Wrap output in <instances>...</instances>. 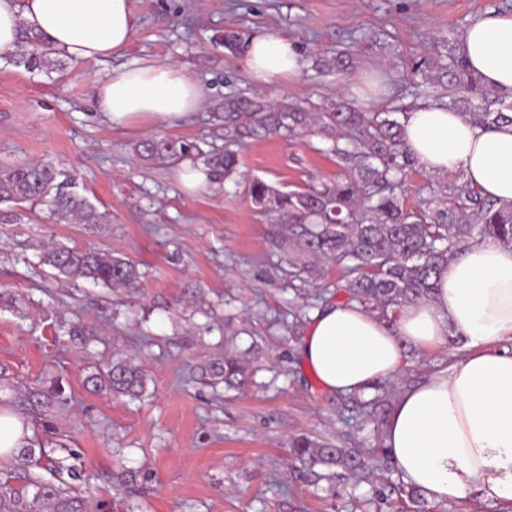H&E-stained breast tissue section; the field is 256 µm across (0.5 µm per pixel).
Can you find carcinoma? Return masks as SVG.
Listing matches in <instances>:
<instances>
[{
	"mask_svg": "<svg viewBox=\"0 0 512 512\" xmlns=\"http://www.w3.org/2000/svg\"><path fill=\"white\" fill-rule=\"evenodd\" d=\"M243 30L224 31L220 41L230 52L244 47ZM21 52L13 63L28 71L61 66L46 38L21 30ZM349 56L338 53L316 63L321 71L345 73ZM415 87L421 93L434 88L448 90V108L473 122L492 127L512 124V97L487 87L459 51V40H449L445 53L415 68ZM222 150L203 151L194 142L150 138L135 151L145 159L202 160L212 175L223 179L237 165L231 145L252 137H315L324 144L340 168L331 182L313 183L303 190L280 191L260 178L253 179L247 195L255 208L288 225V250L293 256L335 263L345 274L342 288L347 300L370 305L387 322L395 321L400 308L429 296L440 267L469 240L512 244V205H500L482 197L456 173L438 178V203L422 200L407 207L405 182L417 170L408 150L404 122L396 109L368 112L345 102L321 110L296 102L274 103L265 98L230 95L224 98ZM0 203L43 204L62 221L94 227L112 223V213L79 191L74 178L50 164L20 163L0 168ZM42 262L69 280L85 279L106 288H137L142 274L133 260L93 247L59 245L48 249ZM205 377L231 384L245 377L244 364L231 355L210 362ZM94 392L138 399L146 393L144 370L130 358L112 357L103 368L85 378ZM30 398L45 406L65 400L64 388L56 385ZM32 447L21 449L14 463L0 469V512H85L86 500L75 488L80 474L72 466L53 467L46 480L33 471L38 459ZM291 455L299 471L312 484L322 480L358 476L367 467L363 453L307 437L293 440Z\"/></svg>",
	"mask_w": 512,
	"mask_h": 512,
	"instance_id": "cac0c4a2",
	"label": "carcinoma"
}]
</instances>
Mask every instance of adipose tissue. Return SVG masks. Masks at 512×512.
<instances>
[{
    "instance_id": "adipose-tissue-1",
    "label": "adipose tissue",
    "mask_w": 512,
    "mask_h": 512,
    "mask_svg": "<svg viewBox=\"0 0 512 512\" xmlns=\"http://www.w3.org/2000/svg\"><path fill=\"white\" fill-rule=\"evenodd\" d=\"M23 27L77 63L125 47L135 19L130 0H0V59L19 51ZM460 50L486 86L512 93V14L473 23ZM238 60L258 85L296 78L302 67L295 45L272 34L251 37ZM204 98L177 68L145 63L99 82L96 105L115 127L172 125ZM405 134L425 172L462 171L483 197L512 203V125L486 128L431 105L410 110ZM452 331L466 338L465 354L398 395L383 443L404 482L428 501L477 497L512 512V245L463 246L430 297L404 305L391 326L357 303H330L311 316L299 350L325 391L350 396L394 378L407 346L431 348Z\"/></svg>"
}]
</instances>
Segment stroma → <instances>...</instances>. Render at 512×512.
Listing matches in <instances>:
<instances>
[{
    "instance_id": "1",
    "label": "stroma",
    "mask_w": 512,
    "mask_h": 512,
    "mask_svg": "<svg viewBox=\"0 0 512 512\" xmlns=\"http://www.w3.org/2000/svg\"><path fill=\"white\" fill-rule=\"evenodd\" d=\"M130 43L102 60L26 71L0 60V164L49 162L71 172L112 214L97 229L56 220L47 207L0 205V410L20 416L34 447L76 457L91 512H416L392 493L398 472L361 399L326 393L295 353L294 306L332 296L341 273L299 275L283 244L286 225L255 212L245 185L260 178L288 191L335 179L318 139L262 137L238 149L236 171L217 186L186 193L178 162L145 160L143 139L166 136L224 144L216 114L225 96L262 92L311 108L342 100L375 111L420 104L415 61L474 22L512 13V0H131ZM239 27L288 37L303 62L297 78L256 86L214 37ZM352 59L349 73L316 72L315 58ZM134 62L182 70L207 92L173 125H109L95 84ZM126 256L144 289L64 280L40 262L51 244ZM81 321L86 343L64 324ZM249 370L237 389L210 386L201 371L224 351ZM148 377L140 401L88 392L85 376L115 353ZM465 352L462 340L406 357L382 386L386 404ZM61 383L67 400L30 411L25 391ZM308 436L366 449L362 478L310 486L293 473L291 441Z\"/></svg>"
}]
</instances>
